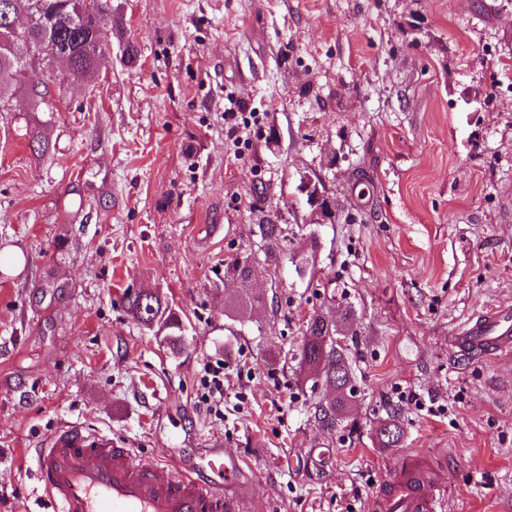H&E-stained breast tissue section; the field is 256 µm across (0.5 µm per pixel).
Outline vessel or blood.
Segmentation results:
<instances>
[{
	"mask_svg": "<svg viewBox=\"0 0 512 512\" xmlns=\"http://www.w3.org/2000/svg\"><path fill=\"white\" fill-rule=\"evenodd\" d=\"M456 346L463 355L512 352V308L498 307L467 321ZM41 497L53 512H245L242 467L220 448H203L193 463H141L111 436L77 423L57 428L36 449ZM388 512H447L443 473L423 457L391 467Z\"/></svg>",
	"mask_w": 512,
	"mask_h": 512,
	"instance_id": "obj_1",
	"label": "vessel or blood"
}]
</instances>
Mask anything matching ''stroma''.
<instances>
[{
	"instance_id": "obj_1",
	"label": "stroma",
	"mask_w": 512,
	"mask_h": 512,
	"mask_svg": "<svg viewBox=\"0 0 512 512\" xmlns=\"http://www.w3.org/2000/svg\"><path fill=\"white\" fill-rule=\"evenodd\" d=\"M109 6L124 29L92 82L36 60L54 111L0 112V512H47L31 451L67 422L146 462L223 443L248 512H374L409 455L442 468L448 512H512V355L450 350L512 305V0ZM304 175L332 223H309ZM265 213L313 243V275L266 258ZM245 259L243 319L223 269ZM129 289L182 317L180 352L130 318ZM315 312L345 321L355 388L329 433L313 412L334 392L298 367ZM215 360L220 416L199 383Z\"/></svg>"
}]
</instances>
